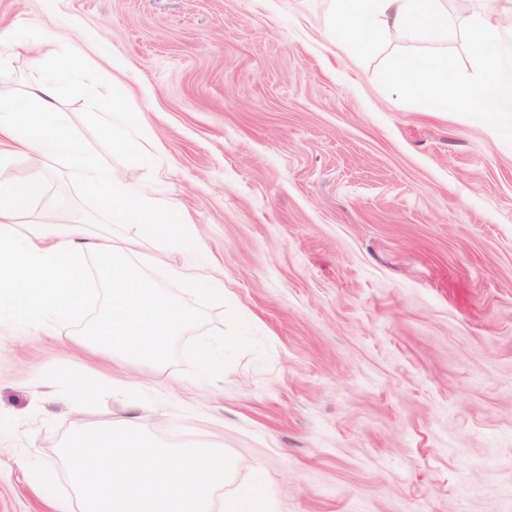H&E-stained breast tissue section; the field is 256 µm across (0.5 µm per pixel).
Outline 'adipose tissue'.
<instances>
[{
    "mask_svg": "<svg viewBox=\"0 0 512 512\" xmlns=\"http://www.w3.org/2000/svg\"><path fill=\"white\" fill-rule=\"evenodd\" d=\"M440 0H331L330 24L362 46L381 28L408 36H436L448 30ZM447 59L403 58L396 79L440 102L487 103L483 89L454 83ZM53 83L38 84L21 102L0 98V166L19 158H40L50 151L66 156L86 192L135 231L134 238L90 235L83 219L47 224L30 205L43 191L40 181L0 177V327L34 324L53 330L78 317L90 285L88 260L110 261L103 280L110 300L81 329L100 351L133 358L155 368L167 362L170 337L190 331L194 311L177 304L134 265L130 257L141 241L193 255L200 240L186 211L162 203L112 179L98 157L62 125ZM28 481L53 512H74L71 499L55 493L56 465L23 463Z\"/></svg>",
    "mask_w": 512,
    "mask_h": 512,
    "instance_id": "obj_1",
    "label": "adipose tissue"
}]
</instances>
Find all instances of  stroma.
I'll return each mask as SVG.
<instances>
[{"label": "stroma", "mask_w": 512, "mask_h": 512, "mask_svg": "<svg viewBox=\"0 0 512 512\" xmlns=\"http://www.w3.org/2000/svg\"><path fill=\"white\" fill-rule=\"evenodd\" d=\"M444 39L387 30L360 48L328 36L329 0H0V86L59 89L63 124L115 182L184 207L214 301L185 293L181 255L133 261L195 327L164 371L92 353L80 322L0 329V512H50L17 461L58 460L81 426L136 417L173 445L219 440L223 496L254 479L272 512H512V103L446 107L393 77L400 57H448L455 82L512 83V0H487L490 53L471 0H441ZM91 45L70 71L58 57ZM126 113L144 147L106 146L100 113ZM35 214L121 234L54 156ZM225 348L222 371L194 357ZM119 376L82 410L72 378ZM475 2L473 8V31L477 37V45L483 51L488 49V40L493 36L496 26L488 15L485 14L483 8V0H473Z\"/></svg>", "instance_id": "1"}]
</instances>
